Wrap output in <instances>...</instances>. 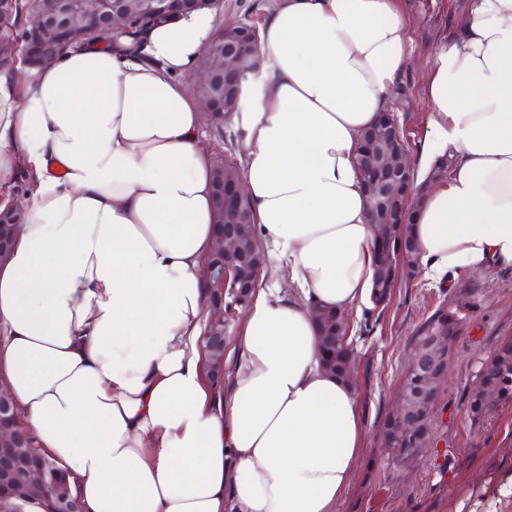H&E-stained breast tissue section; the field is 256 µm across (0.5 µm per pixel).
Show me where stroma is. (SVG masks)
Returning a JSON list of instances; mask_svg holds the SVG:
<instances>
[{"label": "stroma", "instance_id": "stroma-1", "mask_svg": "<svg viewBox=\"0 0 512 512\" xmlns=\"http://www.w3.org/2000/svg\"><path fill=\"white\" fill-rule=\"evenodd\" d=\"M465 0H401L409 27L410 56L390 107L411 153L428 134V106L421 81L437 46L456 36ZM456 312L462 325L450 343L448 363L429 443L406 465L381 448L378 427L393 413L411 357V338L436 309ZM512 337V271L489 268L462 274L449 286L424 278L398 282L371 334L355 337L352 381L362 408L365 454L336 512H448V502L482 483L498 468L512 467V403L472 421L466 400L484 359Z\"/></svg>", "mask_w": 512, "mask_h": 512}]
</instances>
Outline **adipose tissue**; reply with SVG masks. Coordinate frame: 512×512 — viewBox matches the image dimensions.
Returning a JSON list of instances; mask_svg holds the SVG:
<instances>
[{"label": "adipose tissue", "mask_w": 512, "mask_h": 512, "mask_svg": "<svg viewBox=\"0 0 512 512\" xmlns=\"http://www.w3.org/2000/svg\"><path fill=\"white\" fill-rule=\"evenodd\" d=\"M400 0H278L227 117L267 252L216 395L202 349L213 211L186 79L192 13L0 73V187H36L0 264V378L85 512H335L364 454L357 393L319 361L314 311L369 303L375 228L357 143L408 62ZM424 279L512 270V0H468L423 82ZM447 176L430 174L446 152ZM450 512H512V469Z\"/></svg>", "instance_id": "adipose-tissue-1"}]
</instances>
